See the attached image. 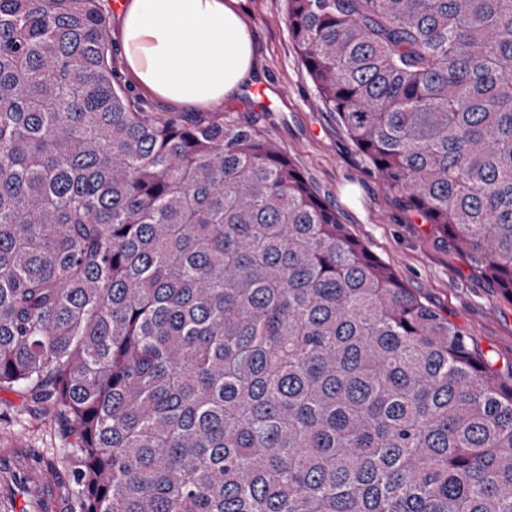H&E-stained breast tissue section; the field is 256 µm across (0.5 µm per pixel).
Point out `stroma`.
<instances>
[{
    "mask_svg": "<svg viewBox=\"0 0 512 512\" xmlns=\"http://www.w3.org/2000/svg\"><path fill=\"white\" fill-rule=\"evenodd\" d=\"M254 41L248 87L200 114L254 125L284 149L367 250L423 302L447 317L501 379L512 378V298L475 275L437 230L390 192L335 113L327 111L288 33L286 0H240ZM55 424L0 391V439L53 449Z\"/></svg>",
    "mask_w": 512,
    "mask_h": 512,
    "instance_id": "obj_1",
    "label": "stroma"
}]
</instances>
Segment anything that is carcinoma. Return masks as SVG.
I'll return each instance as SVG.
<instances>
[{"instance_id": "carcinoma-1", "label": "carcinoma", "mask_w": 512, "mask_h": 512, "mask_svg": "<svg viewBox=\"0 0 512 512\" xmlns=\"http://www.w3.org/2000/svg\"><path fill=\"white\" fill-rule=\"evenodd\" d=\"M103 0H0V390L68 512H512V383L245 124L132 106ZM386 187L512 298V0H287Z\"/></svg>"}]
</instances>
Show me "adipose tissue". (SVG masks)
<instances>
[{"instance_id": "adipose-tissue-1", "label": "adipose tissue", "mask_w": 512, "mask_h": 512, "mask_svg": "<svg viewBox=\"0 0 512 512\" xmlns=\"http://www.w3.org/2000/svg\"><path fill=\"white\" fill-rule=\"evenodd\" d=\"M239 0H125L120 54L133 80L169 105H217L252 72Z\"/></svg>"}]
</instances>
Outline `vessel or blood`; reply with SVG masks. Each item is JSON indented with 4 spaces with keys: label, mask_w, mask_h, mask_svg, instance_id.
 Returning <instances> with one entry per match:
<instances>
[{
    "label": "vessel or blood",
    "mask_w": 512,
    "mask_h": 512,
    "mask_svg": "<svg viewBox=\"0 0 512 512\" xmlns=\"http://www.w3.org/2000/svg\"><path fill=\"white\" fill-rule=\"evenodd\" d=\"M59 482L21 448H0V512H62Z\"/></svg>",
    "instance_id": "obj_1"
}]
</instances>
